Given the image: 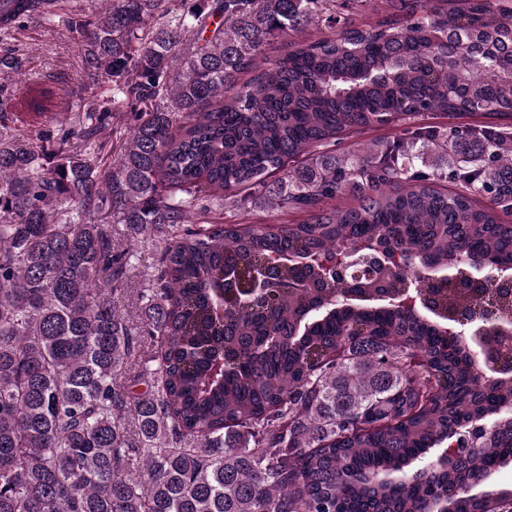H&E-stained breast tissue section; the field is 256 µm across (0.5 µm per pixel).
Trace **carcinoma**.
Instances as JSON below:
<instances>
[{
	"mask_svg": "<svg viewBox=\"0 0 512 512\" xmlns=\"http://www.w3.org/2000/svg\"><path fill=\"white\" fill-rule=\"evenodd\" d=\"M35 2L0 9L56 15ZM99 2L71 18L95 94L74 142L0 131V512H512L491 482L512 465V292L465 272L512 269V0H387L369 24L366 0ZM25 64L0 49V92ZM21 105L55 112L56 88ZM128 110L107 163L99 133ZM384 127L354 160L329 150ZM450 146L447 169L415 166ZM268 191L307 221L188 224ZM114 224L167 238L136 327ZM273 256L265 294L220 292ZM452 268L467 287L430 283ZM412 288L477 316L488 358L400 304Z\"/></svg>",
	"mask_w": 512,
	"mask_h": 512,
	"instance_id": "carcinoma-1",
	"label": "carcinoma"
}]
</instances>
